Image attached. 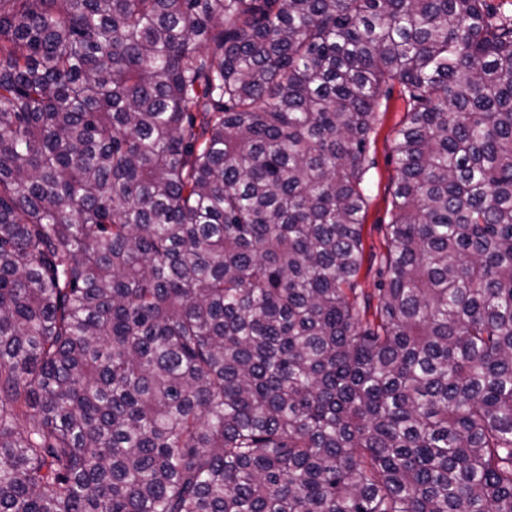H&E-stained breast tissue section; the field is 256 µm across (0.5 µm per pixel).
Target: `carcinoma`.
I'll list each match as a JSON object with an SVG mask.
<instances>
[{
	"mask_svg": "<svg viewBox=\"0 0 512 512\" xmlns=\"http://www.w3.org/2000/svg\"><path fill=\"white\" fill-rule=\"evenodd\" d=\"M0 512H512V16L0 0ZM405 112V101L396 86L382 100L369 152L374 165L367 176L368 202L363 231L366 259L370 253L379 256L385 251L382 227L391 220L392 193L397 177L392 159L393 132L403 121Z\"/></svg>",
	"mask_w": 512,
	"mask_h": 512,
	"instance_id": "carcinoma-1",
	"label": "carcinoma"
}]
</instances>
